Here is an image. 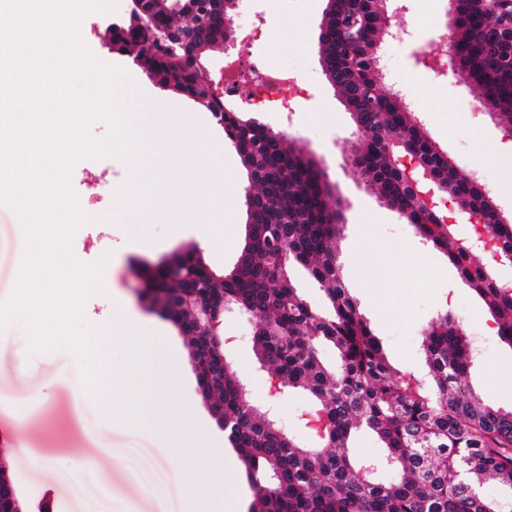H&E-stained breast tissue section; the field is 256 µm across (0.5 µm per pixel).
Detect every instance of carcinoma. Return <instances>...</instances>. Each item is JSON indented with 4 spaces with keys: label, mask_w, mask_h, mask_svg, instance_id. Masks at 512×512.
Masks as SVG:
<instances>
[{
    "label": "carcinoma",
    "mask_w": 512,
    "mask_h": 512,
    "mask_svg": "<svg viewBox=\"0 0 512 512\" xmlns=\"http://www.w3.org/2000/svg\"><path fill=\"white\" fill-rule=\"evenodd\" d=\"M237 0H182L144 19L148 30L112 33L119 51L144 59L157 84L209 99L248 176L247 231L231 270L211 271L200 251L185 248L151 270L142 300L184 337L199 375L200 395L224 440L234 448L254 491L247 512H512V410L477 402L466 378L473 352L462 324L448 312L422 332L425 373L391 371L379 338L345 288L334 242L342 201L314 158L279 131L227 107L200 78L202 54L229 41L222 15ZM386 0H329L319 41L326 78L357 129L355 174L404 212L425 244L444 254L483 299L512 347V290L494 279L457 238L441 213L414 207L398 156L417 161L426 181L455 207L488 216L496 200L468 173L452 166L396 94L380 87L377 49ZM457 67L489 112L512 131V0H456ZM503 262L512 263V224H491ZM285 252L287 259L278 260ZM300 266L320 284L314 307L296 288ZM232 305L255 322L254 350L287 392L307 396L327 419L313 445L291 437L276 416L255 405L204 321ZM325 346L336 350L328 366ZM359 432L378 437L375 458L349 454ZM494 478L504 495L480 493Z\"/></svg>",
    "instance_id": "obj_1"
}]
</instances>
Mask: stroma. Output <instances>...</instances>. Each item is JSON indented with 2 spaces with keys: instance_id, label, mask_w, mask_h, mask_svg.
<instances>
[{
  "instance_id": "stroma-1",
  "label": "stroma",
  "mask_w": 512,
  "mask_h": 512,
  "mask_svg": "<svg viewBox=\"0 0 512 512\" xmlns=\"http://www.w3.org/2000/svg\"><path fill=\"white\" fill-rule=\"evenodd\" d=\"M401 3L419 15L423 25L405 42L380 44L379 68L385 86L414 102L436 147L487 186L504 213H512V190L499 186L501 164L494 153L497 143L512 140V135L482 106L474 86L452 74L435 77L415 60L416 53L447 30L449 0H387L392 23L400 21L395 9ZM326 7L327 0H238L230 20L257 17L279 31L274 43L251 45V53L269 56L300 73L311 89L308 111L288 116L247 108L242 116L277 131L287 130L289 139L310 151L335 185L345 203L344 226L336 239L342 281L370 321L391 368L423 374L421 331L437 312L448 311L464 324L479 349L469 376L473 393L488 405L511 410L512 347L500 339L498 325L483 300L442 253L425 247L402 215L366 189L346 164L357 134L320 64L318 36ZM126 8L127 0H117L114 11L85 16L80 25L85 44L98 59L127 72V108L152 113V121L144 125L148 135L161 140L186 124L200 128L188 148L204 158L210 174L223 177L225 205L235 212L236 221L226 223L215 211L203 208L186 223L160 199L148 202L147 213H140L103 186L109 177L124 181L128 165L113 158L84 159L72 170L71 186L79 195L90 184L98 185L99 192L87 209L90 221L77 230L72 247L81 262L108 259L104 293L90 297L84 305L86 320L98 328L100 336L110 335L113 326L133 323L152 335L169 337L181 350L185 344L177 328L140 300L136 271L142 263L155 264L175 250L194 246L200 247L214 272L230 269L246 231L247 172L210 112L158 86L131 57L108 51L107 27L121 19ZM24 247L17 215L0 205V301L15 287ZM115 289L128 315L114 314L111 292ZM219 331L226 358L242 377L251 400L266 406L268 374L253 352L252 319L227 309ZM181 371V385L166 395L169 406L176 409L187 398L197 399L207 433H215L216 420L198 399L189 357H182ZM122 393L120 386L109 383L98 393L86 392L80 367L68 351L29 353L21 322L0 331V446L16 451L5 465L28 505L45 501L50 512H188L179 449L163 443L156 431L112 416L105 405L120 402ZM40 457L52 460V467H36L34 461Z\"/></svg>"
}]
</instances>
